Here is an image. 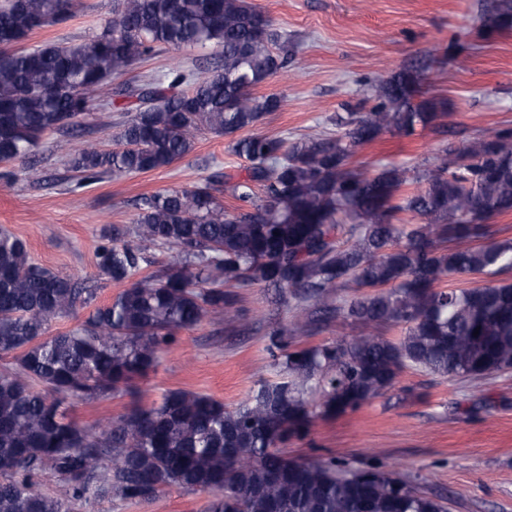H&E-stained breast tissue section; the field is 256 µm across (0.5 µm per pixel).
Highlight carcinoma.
Here are the masks:
<instances>
[{"label":"carcinoma","instance_id":"obj_1","mask_svg":"<svg viewBox=\"0 0 512 512\" xmlns=\"http://www.w3.org/2000/svg\"><path fill=\"white\" fill-rule=\"evenodd\" d=\"M60 3L0 0V162L31 158L47 134H85L80 119L99 107L119 113L103 127L119 128L122 147L87 141L75 151L68 165L81 186L168 167L202 130L230 138L247 165L144 195L134 226L102 228L97 266L123 285L104 305L97 289L36 263L21 238L0 232V512H91L114 496L142 502L171 487L209 494L208 512H447L444 499L377 466L298 462L281 435L359 409L408 367L461 380L512 370V282L439 287L512 271V240L495 239L489 224L512 213V128L448 145L421 168L353 166L356 148L383 133L444 126L446 103L423 96L425 68L372 83V106L329 118L343 133L288 142L252 131L282 105L256 88L287 68L292 49L248 0H119L89 42L15 47L74 16ZM486 19L511 31L512 0H496ZM159 46L212 48L213 73L148 74L98 102L108 79ZM410 182L418 188L404 191ZM161 249L177 254L137 278ZM254 286L277 289L293 312L268 333L279 380L232 409L176 389L92 427L69 417V399L132 392L180 331L217 312L236 323L235 290ZM348 288L354 294L339 297ZM79 307L90 309L79 325L51 331ZM333 321L352 338L293 349L285 340ZM392 326L403 329L397 341L383 336ZM237 453L251 466L237 465ZM48 475L63 488L39 489Z\"/></svg>","mask_w":512,"mask_h":512}]
</instances>
